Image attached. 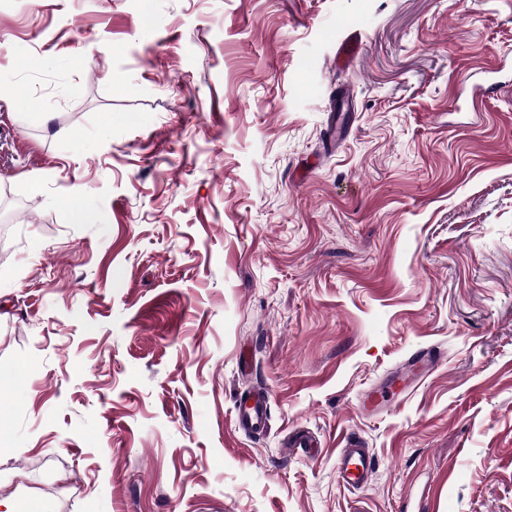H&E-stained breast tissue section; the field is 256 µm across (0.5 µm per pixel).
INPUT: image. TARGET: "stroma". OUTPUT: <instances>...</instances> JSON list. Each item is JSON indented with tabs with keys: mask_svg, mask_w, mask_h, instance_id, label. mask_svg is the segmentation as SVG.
<instances>
[{
	"mask_svg": "<svg viewBox=\"0 0 512 512\" xmlns=\"http://www.w3.org/2000/svg\"><path fill=\"white\" fill-rule=\"evenodd\" d=\"M4 191L0 495L512 512V0H0ZM268 399L254 396L249 403H240L235 407V422L245 432L257 433L266 425ZM336 478L346 488L364 487L370 482L372 459L363 443L351 435H345L337 454Z\"/></svg>",
	"mask_w": 512,
	"mask_h": 512,
	"instance_id": "obj_1",
	"label": "stroma"
}]
</instances>
